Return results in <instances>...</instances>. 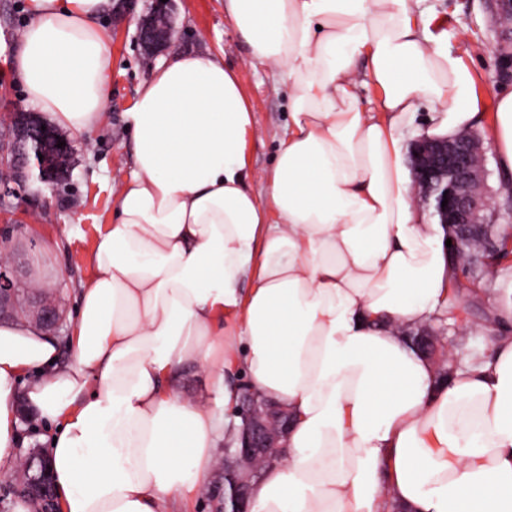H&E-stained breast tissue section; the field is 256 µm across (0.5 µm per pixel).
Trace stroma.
<instances>
[{
  "label": "stroma",
  "instance_id": "1",
  "mask_svg": "<svg viewBox=\"0 0 512 512\" xmlns=\"http://www.w3.org/2000/svg\"><path fill=\"white\" fill-rule=\"evenodd\" d=\"M486 0H426L433 19L429 29L445 47L470 67L474 92L483 113L474 126L487 147L486 184L502 232L512 231V199L503 195L496 165L493 118L500 92L512 90V78L497 49V32L490 22ZM172 43L156 53L169 60L183 52L205 51L236 70L255 117V132L247 138L246 159L258 173L269 172L290 120L288 88L270 66L253 63L249 51L233 34L224 15V0H173ZM32 21L27 0H0V117L33 111L34 106L15 84L11 63L23 33ZM112 47V74L100 121L88 132L72 137L74 154L69 174L58 192L25 194L13 199L9 213L0 212V241L10 244L19 260L18 285L28 297L32 283L61 288L58 332L63 356L72 351L71 325L78 290L93 272L91 256L100 225L109 223L117 194L129 173L131 134L126 114L152 70L136 39V20L105 14L99 20ZM512 271V255L501 260L492 281L467 284L450 291L451 327L444 333L440 358L449 353L467 357L488 345V328L501 290Z\"/></svg>",
  "mask_w": 512,
  "mask_h": 512
}]
</instances>
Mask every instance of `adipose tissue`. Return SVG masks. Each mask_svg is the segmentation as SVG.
Here are the masks:
<instances>
[{"label": "adipose tissue", "mask_w": 512, "mask_h": 512, "mask_svg": "<svg viewBox=\"0 0 512 512\" xmlns=\"http://www.w3.org/2000/svg\"><path fill=\"white\" fill-rule=\"evenodd\" d=\"M422 0H224L291 121L265 198L246 161L254 112L235 71L183 53L127 114L132 168L79 291L70 363L55 336L0 321V471L19 465L15 397L48 425L62 512H184L206 490L239 380L288 409L285 457L251 512H512V337L438 379L405 330L448 313L446 229L414 202L399 145L480 118L470 69L418 22ZM112 0H29L13 58L29 101L83 134L112 68ZM377 91L375 107L356 90ZM512 190V91L496 105ZM203 369L209 396L181 393Z\"/></svg>", "instance_id": "1"}]
</instances>
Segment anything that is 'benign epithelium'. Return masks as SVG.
Wrapping results in <instances>:
<instances>
[{
    "label": "benign epithelium",
    "mask_w": 512,
    "mask_h": 512,
    "mask_svg": "<svg viewBox=\"0 0 512 512\" xmlns=\"http://www.w3.org/2000/svg\"><path fill=\"white\" fill-rule=\"evenodd\" d=\"M141 0H115L114 15L137 16V39L148 57L169 44L174 27L170 14V2L152 0L138 9ZM56 132L42 127V122L32 113L26 114V122L14 137L0 143V207H6L9 199L29 189L26 172L29 154L37 155L38 181L47 188H54L52 165L59 157L70 156L73 146L57 147ZM487 149L484 141L460 132L448 138H421L410 145V159L418 185V197L436 223L451 229L455 247L473 238L481 224L480 214L491 207L489 195L483 190L486 177ZM448 201L442 206V201ZM17 280L15 261L0 262V318L9 317L15 311ZM35 324L53 332L60 327V316L55 306L45 303L31 311ZM237 415L242 419L240 438L234 452L237 467L224 470L210 484L208 496L214 503V512H250L253 491V467L280 455L288 435L290 417L288 411L259 398L245 389L237 405ZM27 476L20 480V493L46 504V512H55L54 492L50 479V463L47 457L35 450L24 455Z\"/></svg>",
    "instance_id": "7a95c632"
}]
</instances>
